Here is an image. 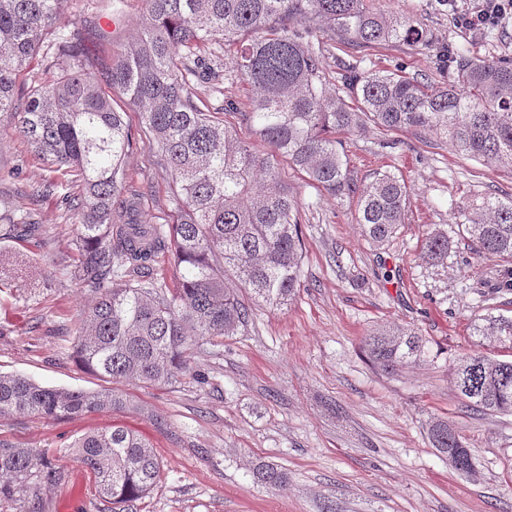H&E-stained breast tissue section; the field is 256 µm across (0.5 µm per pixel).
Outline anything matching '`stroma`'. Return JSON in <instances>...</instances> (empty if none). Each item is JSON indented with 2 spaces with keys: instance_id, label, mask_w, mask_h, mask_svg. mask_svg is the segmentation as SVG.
<instances>
[{
  "instance_id": "obj_1",
  "label": "stroma",
  "mask_w": 512,
  "mask_h": 512,
  "mask_svg": "<svg viewBox=\"0 0 512 512\" xmlns=\"http://www.w3.org/2000/svg\"><path fill=\"white\" fill-rule=\"evenodd\" d=\"M372 9L411 19L432 38L428 45L388 43L359 48L324 40L331 87L345 64L365 71L405 70L437 84L446 80L437 49L463 48L478 59H512V21L481 33L456 27L440 0H368ZM108 0H67V19L86 23L82 45L90 71L103 77L143 22L129 0L121 22ZM107 40H100V33ZM192 92L246 101L240 82L228 83L223 66L192 79ZM117 107L134 146L125 158L131 185L142 193L140 210L154 224L172 220L169 173L148 148L141 118ZM351 170L370 180L376 170L402 174L410 188L408 219L376 248L363 240L351 205L318 197L303 176L286 170L301 204L306 251L303 286L282 309L253 308L246 326L223 344L186 355L188 371L166 385L121 382L133 405L79 418L45 421L0 418V438L22 448L51 449L68 474L43 495L44 512H111L70 446L82 433L118 423L142 435L164 463L165 476L137 512H512V416L466 411L450 379L457 357L481 350L506 360L512 350L475 336L481 316L512 317V291L499 283L497 262L476 255L459 232V207L477 196H512V172L494 170L457 152L445 139L373 126L345 135ZM395 148H387V141ZM0 204L40 225L41 238L0 239V371L44 386L94 392L105 381L84 371L72 346L89 289L71 277L77 258L76 216L62 204L68 185L33 159L27 143L0 116ZM52 183L51 194L30 204L32 186ZM447 230L448 264L422 257V241ZM29 266L34 286L4 287L14 269ZM415 328L427 340L419 365L395 374L375 368L362 350L380 327ZM445 417L472 449L479 475H458L431 447L426 424ZM275 464L288 474L282 487L254 482L252 469Z\"/></svg>"
}]
</instances>
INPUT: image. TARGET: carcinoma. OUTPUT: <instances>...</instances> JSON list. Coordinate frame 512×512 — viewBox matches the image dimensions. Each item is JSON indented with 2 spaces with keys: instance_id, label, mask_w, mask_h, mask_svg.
I'll return each instance as SVG.
<instances>
[{
  "instance_id": "obj_1",
  "label": "carcinoma",
  "mask_w": 512,
  "mask_h": 512,
  "mask_svg": "<svg viewBox=\"0 0 512 512\" xmlns=\"http://www.w3.org/2000/svg\"><path fill=\"white\" fill-rule=\"evenodd\" d=\"M65 0H0V115L50 171L71 177L65 197L78 216L76 284L96 292L77 329L80 365L112 383L168 384L187 372L186 352L217 345L246 325L252 305L282 308L302 285L304 241L299 202L283 166L305 173L321 195L356 204L361 236L384 246L404 224L410 201L404 178L390 170L358 179L338 133L373 124L387 131L443 136L457 151L512 172V63L477 61L439 50L449 79L440 84L350 64L341 87L326 80L323 46L312 40L322 23L333 37L362 47L427 44L424 30L371 11L366 0H143L146 23L107 75L140 112L149 139L171 177L176 220L141 221L124 160L131 141L124 113L87 72L78 29L68 30ZM52 38L49 76L16 95L26 61ZM225 75L249 87L244 103L215 106L194 97L190 77L210 70L227 48ZM240 120L265 148L254 149L228 118ZM478 254L504 269L512 290V199L476 197L458 212ZM7 231L39 230L15 210L0 211ZM448 232L422 243L431 265L448 262ZM171 254L178 283L144 278L162 252ZM476 335L512 349V319L486 315ZM373 365L386 374L412 367L426 339L414 329L382 328L364 340ZM451 380L462 404L484 414L512 415V360L477 352L460 358ZM131 405L115 389L71 391L22 375L0 374V417L26 413L55 421ZM428 438L459 474L474 479L469 448L454 423L435 418ZM70 450L93 478L95 493L127 512L162 477V461L134 431L120 425L89 431ZM278 486L287 473L253 472ZM67 473L48 452L0 439V501L23 498L43 512L42 491Z\"/></svg>"
}]
</instances>
